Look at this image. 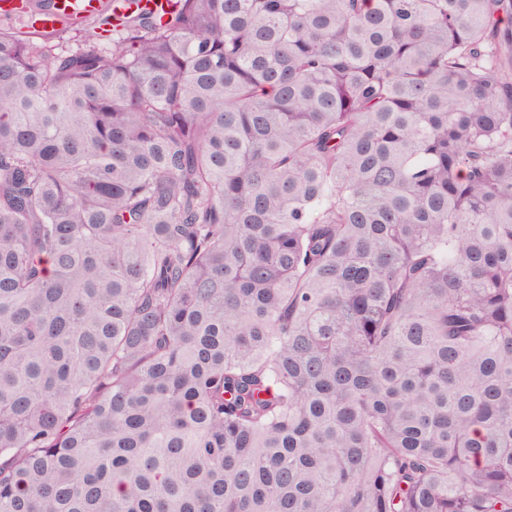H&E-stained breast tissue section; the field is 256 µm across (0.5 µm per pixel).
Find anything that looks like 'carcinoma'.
<instances>
[{"instance_id":"carcinoma-1","label":"carcinoma","mask_w":512,"mask_h":512,"mask_svg":"<svg viewBox=\"0 0 512 512\" xmlns=\"http://www.w3.org/2000/svg\"><path fill=\"white\" fill-rule=\"evenodd\" d=\"M0 28V512H512V0H113ZM53 8L49 12H41L37 15L29 16L25 14V4L23 0H0V15L8 17L12 15H21L15 17L2 18L0 17V28H10L15 32L31 36L33 40L38 43L42 41L47 42V46L52 49L54 53H61L63 51H73L82 46H85V40L88 41L89 35L96 34L101 37H93L95 42L100 48H108L110 40L112 39V32H103L99 29V18L92 20H84L93 18L99 13L101 17L112 15L113 0H105L104 8L102 9V0H52ZM102 9V11H101ZM71 18H82L84 22L78 25H65L60 24L63 20ZM60 24V25H59ZM59 25V26H57ZM34 31H48V36H41L40 34H47Z\"/></svg>"}]
</instances>
